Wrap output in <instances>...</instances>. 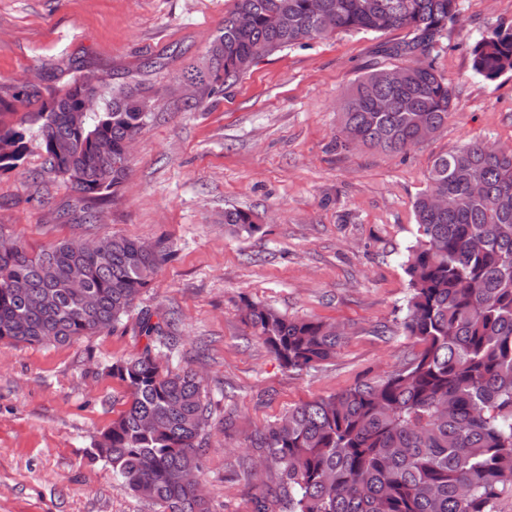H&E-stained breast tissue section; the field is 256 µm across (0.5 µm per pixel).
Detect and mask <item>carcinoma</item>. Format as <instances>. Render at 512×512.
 Wrapping results in <instances>:
<instances>
[{
	"mask_svg": "<svg viewBox=\"0 0 512 512\" xmlns=\"http://www.w3.org/2000/svg\"><path fill=\"white\" fill-rule=\"evenodd\" d=\"M334 21L319 24L312 0H233L211 42L205 68L181 77L216 97L261 57L332 33L406 29L386 48L399 60L358 76L340 112L342 140L404 154L448 123L453 94L432 53L460 0H319ZM472 69L486 81L512 73V28L478 40ZM92 70L42 100L36 85L0 97V170L18 168L31 127L47 169L83 204L117 200L128 171L124 145L149 119L144 91L122 85L98 112L74 111L84 91L100 93ZM37 106L14 124L18 108ZM413 240L402 252L408 293L398 329L418 346L382 379L302 402L257 431L252 447L277 473L288 512H492L512 491V148L470 140L437 156L413 203ZM224 224L254 236L262 226L243 209ZM171 256L106 234L92 243L62 240L37 251L0 234V340L68 343L127 326L155 270ZM84 292L70 287L74 276ZM140 312L137 352L112 363L128 392L126 408L101 433L93 458L112 466L136 496L162 512H210L196 485L210 412L199 375L172 370L161 354L178 339L165 320ZM254 336L291 371L318 368L343 336L313 317L289 318L243 305Z\"/></svg>",
	"mask_w": 512,
	"mask_h": 512,
	"instance_id": "cac0c4a2",
	"label": "carcinoma"
}]
</instances>
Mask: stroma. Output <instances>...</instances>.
Segmentation results:
<instances>
[{"label":"stroma","mask_w":512,"mask_h":512,"mask_svg":"<svg viewBox=\"0 0 512 512\" xmlns=\"http://www.w3.org/2000/svg\"><path fill=\"white\" fill-rule=\"evenodd\" d=\"M232 0H0V96L25 79L43 95L77 61L113 85L144 83L154 101L136 136L117 203L95 222L30 141L0 171V233L30 247L116 234L173 255L137 303L169 320L170 366L204 379L212 412L201 482L211 512H257L278 477L247 472L248 438L289 407L399 369L415 350L397 325L408 292L396 254L412 238L413 201L440 154L471 139L512 147V73L472 71L481 36L512 27V0H460L434 53L453 93L448 124L406 154L336 146L339 107L354 79L386 63L405 31L331 35L259 59L223 95L192 104L180 86L202 64ZM258 214L248 238L228 208ZM344 326L331 360L291 371L253 336L245 301ZM140 347L116 328L70 343L0 341V512H161L93 458L128 400L109 367Z\"/></svg>","instance_id":"stroma-1"}]
</instances>
